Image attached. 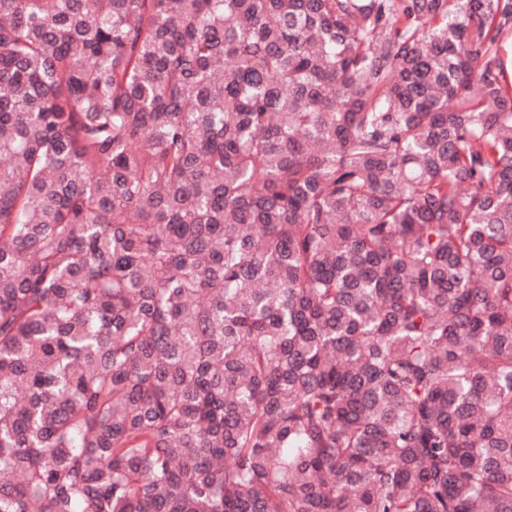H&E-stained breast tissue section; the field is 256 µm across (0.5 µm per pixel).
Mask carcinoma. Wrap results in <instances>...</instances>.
Listing matches in <instances>:
<instances>
[{"instance_id": "cac0c4a2", "label": "carcinoma", "mask_w": 512, "mask_h": 512, "mask_svg": "<svg viewBox=\"0 0 512 512\" xmlns=\"http://www.w3.org/2000/svg\"><path fill=\"white\" fill-rule=\"evenodd\" d=\"M512 0H0V512H512Z\"/></svg>"}]
</instances>
